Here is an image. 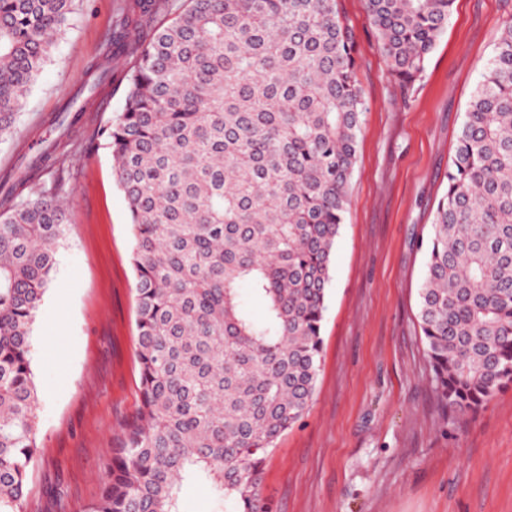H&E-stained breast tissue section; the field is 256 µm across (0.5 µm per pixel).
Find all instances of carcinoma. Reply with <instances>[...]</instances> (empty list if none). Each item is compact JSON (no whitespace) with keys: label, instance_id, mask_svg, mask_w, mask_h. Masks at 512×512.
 <instances>
[{"label":"carcinoma","instance_id":"cac0c4a2","mask_svg":"<svg viewBox=\"0 0 512 512\" xmlns=\"http://www.w3.org/2000/svg\"><path fill=\"white\" fill-rule=\"evenodd\" d=\"M453 0H365L391 75L425 69ZM75 0H0V139ZM154 22L142 36L140 18ZM123 111L97 139L129 212L140 405L87 512H180L192 477L235 512L308 412L331 254L365 103L338 0H130ZM427 242L418 323L440 406L512 386V21L467 109ZM64 180L0 213V512H22L37 453L33 326L67 230ZM258 302L255 320L247 300Z\"/></svg>","mask_w":512,"mask_h":512}]
</instances>
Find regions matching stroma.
<instances>
[{
	"instance_id": "stroma-1",
	"label": "stroma",
	"mask_w": 512,
	"mask_h": 512,
	"mask_svg": "<svg viewBox=\"0 0 512 512\" xmlns=\"http://www.w3.org/2000/svg\"><path fill=\"white\" fill-rule=\"evenodd\" d=\"M119 0H78L0 140V211L64 155L67 236L33 328L39 452L23 512H85L140 403L132 235L108 150H85L124 107L98 82ZM365 101L345 222L331 255L312 406L267 460L273 512H512V389L477 414H443L417 322L436 203L465 112L512 0H454L411 91L381 54L364 0H339ZM93 100L72 126L68 104Z\"/></svg>"
}]
</instances>
